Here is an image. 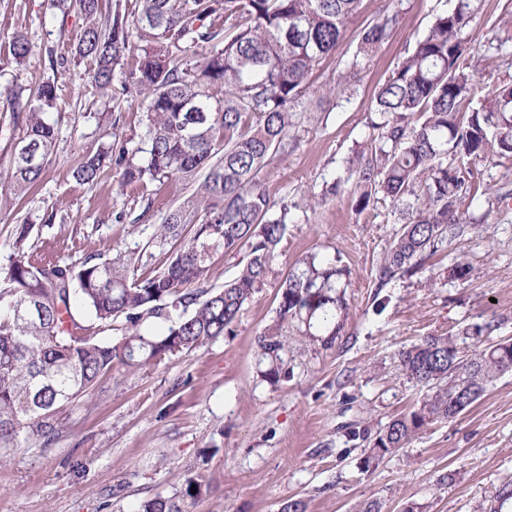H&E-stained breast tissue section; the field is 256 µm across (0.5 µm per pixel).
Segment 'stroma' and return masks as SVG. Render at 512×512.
Masks as SVG:
<instances>
[{
    "mask_svg": "<svg viewBox=\"0 0 512 512\" xmlns=\"http://www.w3.org/2000/svg\"><path fill=\"white\" fill-rule=\"evenodd\" d=\"M388 5L362 0L311 79L297 148L262 172L272 200L302 211L229 331L160 364L115 370L92 397L57 410L50 443L19 435L0 468V512H136L156 495H175L190 476L203 484L191 512H279L292 499L305 500L307 512H352L369 499L381 500L385 512H403L410 502L423 512L495 504L512 481V372L376 467L364 466L365 441L345 437L349 427L374 430L418 406L423 390L400 370L403 348L485 323L494 326L493 340L512 341V158L473 162L480 189L461 209L474 232L383 286L377 265L399 227L389 202L374 200L361 211L348 194L319 200L371 135L377 87L455 0H402L390 38L354 89L338 94L336 75L355 53L358 32ZM475 5L465 35L478 83L512 81V0ZM81 29L80 15L62 14L52 0H0V195L19 134L12 85L50 80L59 95L58 138L41 181L0 207V267L9 264L22 224L31 227L26 250L36 259L78 266L91 255L140 252L155 225L196 188L178 176L124 185L116 167L97 183L75 181L76 162L99 143L142 146L147 107L145 95L124 88L134 57L117 68L104 96L93 90L88 64L50 67L48 51L66 54ZM18 34L32 47L21 69L9 52ZM50 212L54 222L43 223ZM310 255L349 270V315L329 346L310 341L296 324L285 327L291 376L274 387L257 374V341L279 325L277 294L289 269ZM459 259L470 265L463 281L449 274Z\"/></svg>",
    "mask_w": 512,
    "mask_h": 512,
    "instance_id": "35a3bbf8",
    "label": "stroma"
}]
</instances>
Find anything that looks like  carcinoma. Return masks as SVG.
<instances>
[{"instance_id":"1","label":"carcinoma","mask_w":512,"mask_h":512,"mask_svg":"<svg viewBox=\"0 0 512 512\" xmlns=\"http://www.w3.org/2000/svg\"><path fill=\"white\" fill-rule=\"evenodd\" d=\"M56 2L67 13L77 11L84 26L71 56L57 55L50 64L89 62L91 83L103 94L134 39L150 38L128 76L148 99L146 147L114 158L103 142L79 158L74 179L94 184L114 165L124 184L203 179L157 225L154 240L166 260L146 275H131L142 263L134 252L89 256L78 267L34 262L25 251L30 226L21 227L14 257L0 268V449L21 432L50 437L56 409L90 394L113 369L188 354L229 330L295 220L292 207L271 200L260 174L295 147L290 132L299 101L361 0H135L127 13L119 3L105 10L101 0ZM397 4L392 0L360 31L337 86L355 82L364 61L388 40ZM474 18L473 0H456L453 10L436 15L375 94L377 134L349 161V176L330 183L322 197L352 194L363 211L380 195L399 210L402 225L377 267L381 286L468 231L462 200L477 192L470 160L512 158V82L496 84L487 104L474 105L464 36ZM204 45L201 59L188 57ZM30 52L24 35L13 38L17 65ZM12 99L22 129L17 143L29 148V157L13 151L9 158L12 194L22 196L41 180L54 151L57 86L20 84ZM188 211L201 222L186 236ZM244 245L248 259L236 276L222 288L207 286L214 256ZM345 276L346 269L312 255L299 261L280 288V321H295L312 341L327 343L346 314ZM76 302L81 317L73 312ZM18 306L35 307L37 316L20 321ZM117 321L124 334L114 343L108 332ZM492 332L490 324L466 325L399 353L404 375L426 393L418 408L374 434L364 449L366 466L407 447L429 423L455 418L512 371V347L489 341ZM258 350L264 381L276 386L288 379V336L281 328L260 336ZM193 487L201 483L187 478L179 494L158 495L138 512H190Z\"/></svg>"}]
</instances>
